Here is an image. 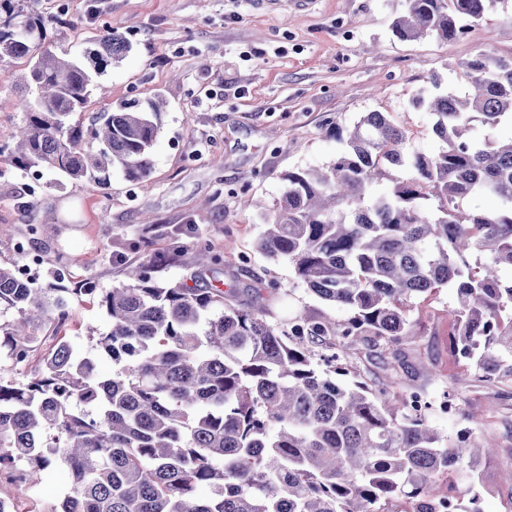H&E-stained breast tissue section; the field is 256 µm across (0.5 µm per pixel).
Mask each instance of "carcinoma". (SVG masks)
Returning <instances> with one entry per match:
<instances>
[{"label": "carcinoma", "instance_id": "carcinoma-1", "mask_svg": "<svg viewBox=\"0 0 512 512\" xmlns=\"http://www.w3.org/2000/svg\"><path fill=\"white\" fill-rule=\"evenodd\" d=\"M505 2L404 0L393 31L448 42ZM59 41L31 0H0V62L28 67L18 79L24 121L0 155L24 171L58 169L77 187L108 189L111 169L141 182L161 97L105 112L88 130L71 122L92 76L123 60L129 40L105 35L82 61ZM460 68L464 95L413 99L432 116L434 151L407 150L406 134L369 112L336 130L332 163L284 177L260 249L288 259L345 319L302 312L272 324L260 288L247 306L232 304L237 289L217 285L224 259L206 246L131 265L126 283L100 296L110 326L97 345L118 373L99 377L94 358L61 341L28 382L0 379V470L35 481L64 466L70 487L50 512H389L395 499L410 512H481L475 480L491 449L473 428L442 447L420 392L388 404L374 383L338 380L355 350L402 363L399 346L417 336L412 300L447 286L453 353L478 379L512 383V280L499 276L512 270V138L468 135L475 121L512 125V55L481 49ZM394 167L408 177L378 190ZM477 196L495 207L465 209ZM166 262L194 269V285L158 282ZM70 292L0 266V305L19 315L7 332L0 324V348L15 364L31 358L27 325L64 316ZM441 470L459 477L457 496L437 493Z\"/></svg>", "mask_w": 512, "mask_h": 512}]
</instances>
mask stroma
<instances>
[{"instance_id":"stroma-1","label":"stroma","mask_w":512,"mask_h":512,"mask_svg":"<svg viewBox=\"0 0 512 512\" xmlns=\"http://www.w3.org/2000/svg\"><path fill=\"white\" fill-rule=\"evenodd\" d=\"M35 8L62 23L63 44L74 56L107 31L124 33L127 57L94 80L79 116L91 127L101 112L124 100L162 95L166 108L153 148V169L140 184L112 173L109 189L43 169L40 182L0 156V266L21 264L15 251L29 225H37L34 266L41 284L64 276L72 295L64 323L32 328L35 357L14 366L0 357V377L24 380L40 366L54 340L77 352L96 343L88 327L106 330L100 291L120 284L126 264L167 253L178 245L208 244L224 259V282L246 303L251 288L267 291V319L285 325L303 310L336 319L345 313L310 293L287 259L268 258L258 247L263 209L274 208L285 173L325 166L340 148L334 131L365 113H388L406 131L409 145L434 150L432 117L411 98L429 89L431 75L464 93L460 62L485 48L512 54V0L485 14L464 37L447 43L432 37L402 40L392 31L401 0H283L273 12L251 0H35ZM23 63H0V145L13 141L23 119L12 78ZM38 204H19L28 187ZM254 197L263 209L243 206ZM93 293H83L84 283ZM455 306L443 287L413 300L409 316L419 337L405 345L407 368L386 369L367 353L348 357L363 379H378L388 393L425 392L427 412L445 447L471 426L492 447L482 460L476 491L483 512H512V384L478 381L467 361L454 356L448 333ZM455 409L443 411L442 402ZM69 487L68 472L54 467L24 486L0 483V498L18 512H44Z\"/></svg>"}]
</instances>
